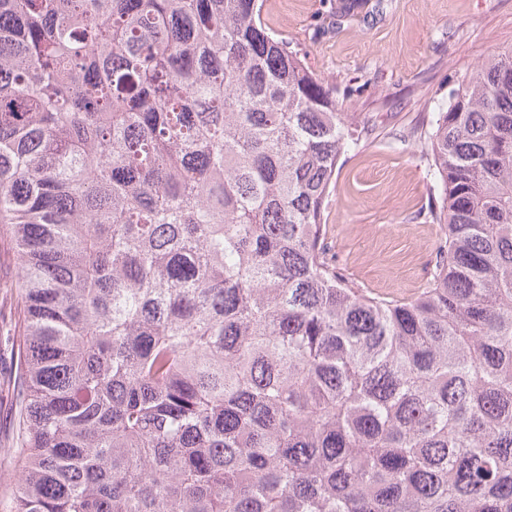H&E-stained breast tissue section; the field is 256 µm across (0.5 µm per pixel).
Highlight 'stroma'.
Wrapping results in <instances>:
<instances>
[{
  "label": "stroma",
  "mask_w": 512,
  "mask_h": 512,
  "mask_svg": "<svg viewBox=\"0 0 512 512\" xmlns=\"http://www.w3.org/2000/svg\"><path fill=\"white\" fill-rule=\"evenodd\" d=\"M262 0L269 32L302 50L370 134L345 153L326 200L327 241L346 276L405 302L425 288L440 245L426 214L442 188L418 131L464 75L512 45V0ZM19 270L0 246V459L16 450L11 398Z\"/></svg>",
  "instance_id": "35a3bbf8"
}]
</instances>
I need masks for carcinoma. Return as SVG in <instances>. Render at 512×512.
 <instances>
[{
    "mask_svg": "<svg viewBox=\"0 0 512 512\" xmlns=\"http://www.w3.org/2000/svg\"><path fill=\"white\" fill-rule=\"evenodd\" d=\"M366 124L260 0H0L10 512H512V46L432 117L408 302L328 254Z\"/></svg>",
    "mask_w": 512,
    "mask_h": 512,
    "instance_id": "obj_1",
    "label": "carcinoma"
}]
</instances>
